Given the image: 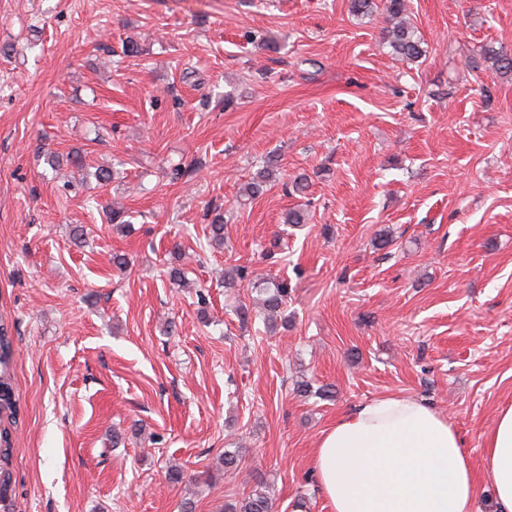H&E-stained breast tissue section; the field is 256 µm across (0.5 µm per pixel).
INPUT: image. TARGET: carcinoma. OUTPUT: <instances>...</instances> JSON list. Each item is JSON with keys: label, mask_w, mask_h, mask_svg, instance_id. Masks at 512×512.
<instances>
[{"label": "carcinoma", "mask_w": 512, "mask_h": 512, "mask_svg": "<svg viewBox=\"0 0 512 512\" xmlns=\"http://www.w3.org/2000/svg\"><path fill=\"white\" fill-rule=\"evenodd\" d=\"M385 13L389 26L384 28L383 39L392 49V55L404 62H415L424 55V49L416 29L410 24L405 0H385ZM488 60L499 73H512V55L500 51H488ZM211 240L224 243V215L213 211L210 221ZM263 322L275 326L277 317L282 314L283 306L288 303L291 286L288 281L273 280L263 287ZM12 336L8 326L0 324V495L8 498L12 483L9 468L12 453L11 427L16 425L17 406L10 373ZM272 500L265 491L255 489L239 503L224 505V512H272Z\"/></svg>", "instance_id": "carcinoma-1"}]
</instances>
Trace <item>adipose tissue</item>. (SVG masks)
Segmentation results:
<instances>
[{
  "label": "adipose tissue",
  "instance_id": "1",
  "mask_svg": "<svg viewBox=\"0 0 512 512\" xmlns=\"http://www.w3.org/2000/svg\"><path fill=\"white\" fill-rule=\"evenodd\" d=\"M312 469L330 512H475L489 484L512 512V406L485 437L481 470L453 426L423 400L361 404L321 437Z\"/></svg>",
  "mask_w": 512,
  "mask_h": 512
}]
</instances>
